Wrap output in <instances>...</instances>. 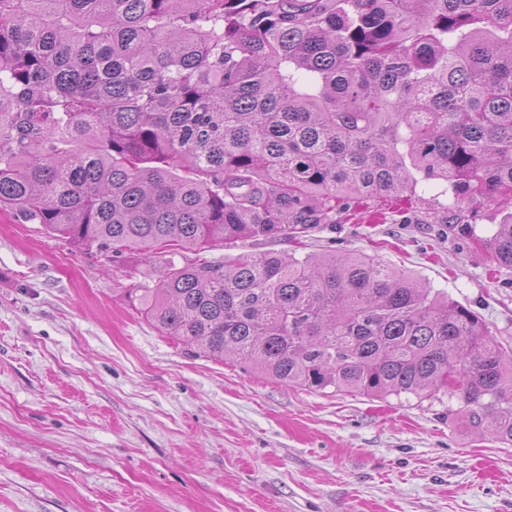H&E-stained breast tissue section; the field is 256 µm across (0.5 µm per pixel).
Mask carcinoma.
<instances>
[{
  "label": "carcinoma",
  "mask_w": 512,
  "mask_h": 512,
  "mask_svg": "<svg viewBox=\"0 0 512 512\" xmlns=\"http://www.w3.org/2000/svg\"><path fill=\"white\" fill-rule=\"evenodd\" d=\"M426 182L512 208V0H0V212L146 259L293 242ZM487 246L512 271V212ZM134 292L195 353L312 391L456 399L512 445V353L359 253L167 261Z\"/></svg>",
  "instance_id": "obj_1"
}]
</instances>
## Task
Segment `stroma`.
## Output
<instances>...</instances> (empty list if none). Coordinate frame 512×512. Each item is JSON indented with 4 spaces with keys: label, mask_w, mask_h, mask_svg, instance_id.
<instances>
[{
    "label": "stroma",
    "mask_w": 512,
    "mask_h": 512,
    "mask_svg": "<svg viewBox=\"0 0 512 512\" xmlns=\"http://www.w3.org/2000/svg\"><path fill=\"white\" fill-rule=\"evenodd\" d=\"M359 214L297 256L366 253L475 311L512 349L503 210ZM163 259L87 251L0 213V512H512V447L435 400L312 392L163 335L128 297ZM487 246L492 261L498 268L512 271V211L500 221Z\"/></svg>",
    "instance_id": "stroma-1"
}]
</instances>
